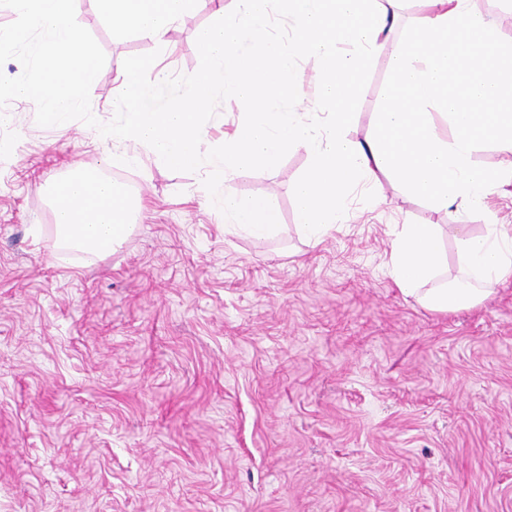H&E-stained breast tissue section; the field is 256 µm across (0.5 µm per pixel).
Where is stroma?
I'll return each instance as SVG.
<instances>
[{
	"label": "stroma",
	"instance_id": "35a3bbf8",
	"mask_svg": "<svg viewBox=\"0 0 512 512\" xmlns=\"http://www.w3.org/2000/svg\"><path fill=\"white\" fill-rule=\"evenodd\" d=\"M75 4L106 55L103 122L125 58L156 50L166 74H193L197 36L234 7L197 0L159 45ZM388 74L378 51L350 138L371 137ZM35 114L0 112V512H512V280L434 313L387 266L397 224L512 227V186L462 214L362 183L311 244L293 150L231 183L279 214L256 236L206 199L204 170ZM73 166L140 201L121 249L59 242L49 191Z\"/></svg>",
	"mask_w": 512,
	"mask_h": 512
}]
</instances>
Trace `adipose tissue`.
Instances as JSON below:
<instances>
[{
	"label": "adipose tissue",
	"mask_w": 512,
	"mask_h": 512,
	"mask_svg": "<svg viewBox=\"0 0 512 512\" xmlns=\"http://www.w3.org/2000/svg\"><path fill=\"white\" fill-rule=\"evenodd\" d=\"M116 31L132 30L164 42L169 26L182 18L194 0H99ZM60 239L91 254L113 251L129 236L131 205L118 184L86 171L54 189ZM460 274L442 286L440 229L435 224H400L394 231L390 273L400 291L425 309L449 313L482 303L493 286L512 278V235L489 219L480 235L456 237Z\"/></svg>",
	"instance_id": "1"
}]
</instances>
